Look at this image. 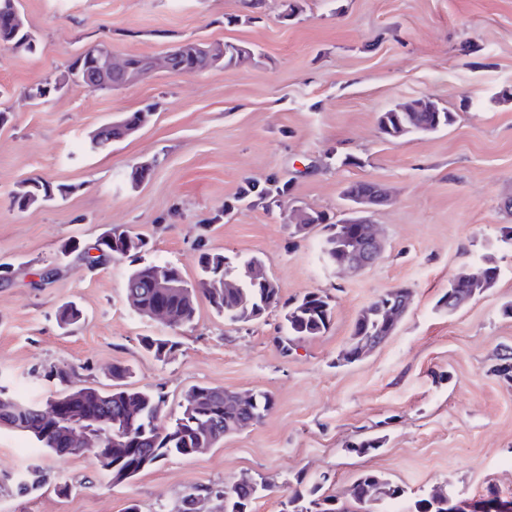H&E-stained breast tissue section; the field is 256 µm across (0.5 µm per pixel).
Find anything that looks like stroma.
I'll list each match as a JSON object with an SVG mask.
<instances>
[{
	"label": "stroma",
	"instance_id": "stroma-1",
	"mask_svg": "<svg viewBox=\"0 0 512 512\" xmlns=\"http://www.w3.org/2000/svg\"><path fill=\"white\" fill-rule=\"evenodd\" d=\"M20 0L36 49H0V392L45 403L76 387L112 388V364L134 386L160 393L168 412L193 386L269 392L264 420L190 457L170 456L113 484L85 454L56 457L0 428V512H177L190 487L263 477L276 491L254 512H281L297 478L328 476L348 501L356 478L385 475L404 494L392 512H415L436 489L479 499L487 486L512 496V385L493 373L512 349V0ZM119 56H156L186 42H243L253 61L182 76L164 70L110 91L69 85L47 101L25 88L55 78L90 45ZM429 97L455 121L431 134L384 138L379 112ZM149 121L103 151L86 140L104 123L143 109ZM357 157L342 165L345 155ZM160 156L150 178L134 164ZM275 177L290 191L278 206L233 208L245 182ZM68 185L69 195L25 212L9 198L26 181ZM380 184L391 202L371 215L385 243L377 264L340 272L316 226L294 235L293 207L348 214L350 182ZM122 225L145 236L146 260L200 277L201 251L263 259L282 300L330 295L323 335L286 342L282 308L225 325L199 299L192 325L138 315L123 290L127 261L89 265L62 255ZM493 264V288L459 309L438 301L462 271ZM396 286L413 302L395 333L369 356L342 361L361 311ZM85 319L59 328L58 308ZM176 346L157 360L140 343ZM70 373L55 378L56 369ZM384 437L369 453L352 442ZM68 484L58 492V484Z\"/></svg>",
	"mask_w": 512,
	"mask_h": 512
}]
</instances>
